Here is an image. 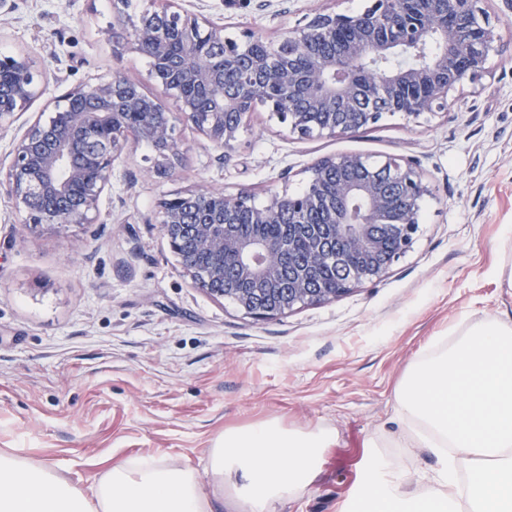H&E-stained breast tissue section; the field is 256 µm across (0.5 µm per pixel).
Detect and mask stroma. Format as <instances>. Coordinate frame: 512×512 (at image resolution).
Instances as JSON below:
<instances>
[{
    "label": "stroma",
    "mask_w": 512,
    "mask_h": 512,
    "mask_svg": "<svg viewBox=\"0 0 512 512\" xmlns=\"http://www.w3.org/2000/svg\"><path fill=\"white\" fill-rule=\"evenodd\" d=\"M371 0H181L234 37H275L330 8ZM152 0H10L0 56L46 71V97L0 121V175L46 98L121 72L153 91L131 21ZM501 52L447 113L384 116L352 135L302 138L254 112L227 159L180 126L182 164L163 170L130 141L96 224L32 226L0 189V450L52 467L84 494L112 466L155 457L203 470L225 428L275 419L338 434L315 482L284 512H339L367 436L393 415L408 364L454 328L512 316V0H487ZM356 154L412 164L432 194L412 250L336 301L259 319L193 287L161 232L159 199L207 185L256 205L301 190L311 163Z\"/></svg>",
    "instance_id": "obj_1"
}]
</instances>
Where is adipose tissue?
I'll list each match as a JSON object with an SVG mask.
<instances>
[{
	"label": "adipose tissue",
	"instance_id": "adipose-tissue-1",
	"mask_svg": "<svg viewBox=\"0 0 512 512\" xmlns=\"http://www.w3.org/2000/svg\"><path fill=\"white\" fill-rule=\"evenodd\" d=\"M343 512H512V318L454 329L395 389ZM335 430L267 420L225 430L203 470L155 458L112 468L85 495L46 466L0 452V512H280L316 480ZM394 448L426 452L432 472Z\"/></svg>",
	"mask_w": 512,
	"mask_h": 512
}]
</instances>
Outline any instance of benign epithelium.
Returning <instances> with one entry per match:
<instances>
[{
  "label": "benign epithelium",
  "mask_w": 512,
  "mask_h": 512,
  "mask_svg": "<svg viewBox=\"0 0 512 512\" xmlns=\"http://www.w3.org/2000/svg\"><path fill=\"white\" fill-rule=\"evenodd\" d=\"M132 49L151 61L150 79L158 90L118 72L47 101L16 141L13 161L0 187L15 198L22 223L63 227L97 224L101 194L112 182L114 164L129 139L152 145L170 169L182 158L175 137L178 122L230 156L238 131L263 105L289 132L349 135L400 112L409 120L448 112L452 95L486 71L498 35L481 0H372L361 13L323 10L300 30L265 38L250 29L234 39L203 15H189L175 0L132 24ZM336 52L309 55L303 65L283 61L281 49L336 42ZM416 62L397 67L395 55ZM0 120L42 97V72L25 55L0 57ZM179 103L171 112L162 97ZM305 189L274 193L263 206L251 194L227 195L202 186L158 201L163 235L186 276L198 288L224 297V261L234 263L240 287L231 289L245 314L270 318L299 306L335 301L366 281L385 276L412 248L418 212L431 190L411 166L374 163L360 155L328 156L308 169ZM335 175L331 194L317 192ZM253 224H273L284 215L290 224L336 227V246L313 253L288 288L274 300L262 285L274 281L291 243L261 236L225 235L240 213ZM331 262L342 281L318 288L312 277Z\"/></svg>",
  "instance_id": "7a95c632"
}]
</instances>
